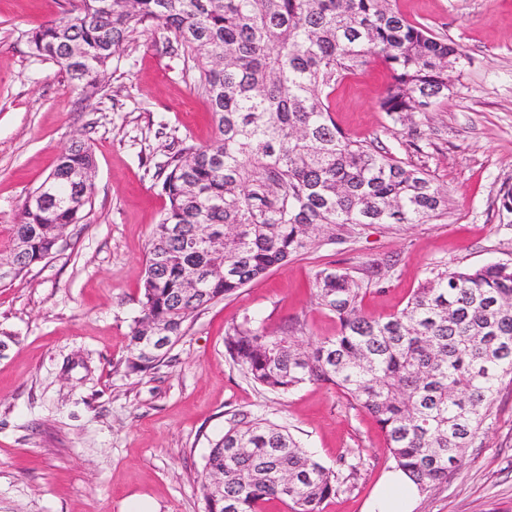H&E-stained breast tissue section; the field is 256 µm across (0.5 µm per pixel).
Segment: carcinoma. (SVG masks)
I'll return each instance as SVG.
<instances>
[{"label": "carcinoma", "mask_w": 512, "mask_h": 512, "mask_svg": "<svg viewBox=\"0 0 512 512\" xmlns=\"http://www.w3.org/2000/svg\"><path fill=\"white\" fill-rule=\"evenodd\" d=\"M396 0H69L36 27L32 52L86 99L128 49L158 29L166 48L198 72L218 137L187 140L156 164L167 207L155 225L140 286L126 367L147 372L155 325L175 344L199 311L271 269L359 224H422L448 209V190L425 171L362 140L332 117L336 84L380 59L390 83L379 109L396 123L448 97L459 44L410 21ZM89 139H72L23 204L0 259L11 283L54 253L60 225L79 224L95 185ZM362 283L343 269L314 277V300L336 316V335L306 344L269 334L250 317L228 327L232 364L261 389L290 393L329 384L380 425L395 467L425 491L447 480L482 428L499 383L512 377V265L431 268L406 305L376 318L361 307ZM224 471V489L210 476ZM357 466L331 469L288 426L239 412L204 465L207 512H260L270 500L320 512L348 489Z\"/></svg>", "instance_id": "obj_1"}]
</instances>
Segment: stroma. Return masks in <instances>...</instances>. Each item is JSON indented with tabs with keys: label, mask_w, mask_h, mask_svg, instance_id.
Masks as SVG:
<instances>
[{
	"label": "stroma",
	"mask_w": 512,
	"mask_h": 512,
	"mask_svg": "<svg viewBox=\"0 0 512 512\" xmlns=\"http://www.w3.org/2000/svg\"><path fill=\"white\" fill-rule=\"evenodd\" d=\"M413 22L461 44L468 59L447 98L395 124L378 103L380 61L329 97L338 126L448 188V209L424 224H361L201 311L157 369L126 370L140 312L148 241L166 206L153 174L183 139L218 134L205 100L166 53L167 34L136 36L109 70L102 96L83 100L28 37L67 0H0V252L26 196L76 136L95 152V196L50 258L0 287V512H206L205 457L233 413L287 425L313 459L357 464L349 490L322 512H364L393 463L369 415L327 384L275 394L249 383L224 354L243 317L274 334L334 336L335 317L312 296L326 267H380L363 308L402 309L429 268L512 263V0H397ZM414 512H512V381H503L461 465L421 492Z\"/></svg>",
	"instance_id": "35a3bbf8"
}]
</instances>
